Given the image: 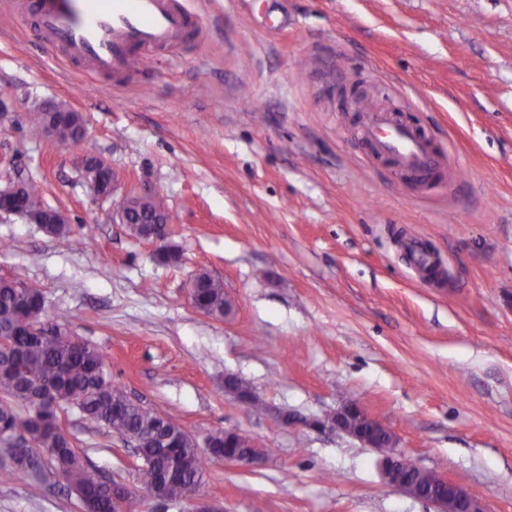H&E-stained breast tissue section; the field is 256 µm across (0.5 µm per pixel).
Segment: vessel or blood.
Masks as SVG:
<instances>
[{
  "label": "vessel or blood",
  "instance_id": "1",
  "mask_svg": "<svg viewBox=\"0 0 512 512\" xmlns=\"http://www.w3.org/2000/svg\"><path fill=\"white\" fill-rule=\"evenodd\" d=\"M37 16L47 49H64L102 74L121 76L137 53L182 42L192 14L183 0H24ZM362 136L372 155L389 159L397 172L429 186L447 160L413 124L392 110L365 111Z\"/></svg>",
  "mask_w": 512,
  "mask_h": 512
}]
</instances>
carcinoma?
<instances>
[{
  "label": "carcinoma",
  "instance_id": "cac0c4a2",
  "mask_svg": "<svg viewBox=\"0 0 512 512\" xmlns=\"http://www.w3.org/2000/svg\"><path fill=\"white\" fill-rule=\"evenodd\" d=\"M57 135L68 141L75 156L90 163L96 157L81 150L82 138L70 123L54 124ZM87 194L95 199L110 184V171L98 170L84 179ZM14 206L41 216L49 210L40 186L26 180ZM169 218L165 201L150 202L129 210L128 229L140 239L146 222ZM194 302L207 315L224 317V282L206 271L192 280ZM46 314V297L36 283L0 279V338L8 341L0 351V453L12 457V466L0 470V482H10L31 473L21 457L26 452L48 458L55 470L77 491L84 512H112V481L82 460L70 434L59 423L65 405L122 440L138 445L150 471L163 478L166 496L176 502L193 486H200L207 461L224 452H246L242 443L224 447V431L206 438L208 449L168 413H160L128 395L112 380L103 353L79 338L67 337L61 326L44 320L40 336L21 335L22 324Z\"/></svg>",
  "mask_w": 512,
  "mask_h": 512
}]
</instances>
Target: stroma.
Here are the masks:
<instances>
[{"label":"stroma","mask_w":512,"mask_h":512,"mask_svg":"<svg viewBox=\"0 0 512 512\" xmlns=\"http://www.w3.org/2000/svg\"><path fill=\"white\" fill-rule=\"evenodd\" d=\"M16 2L0 0V87L14 90L0 183L14 169L41 183L72 234L0 214V278L38 282L114 381L197 440L233 430L263 449L249 467L210 462L199 497L224 512H437L384 482L379 450L319 428L355 404L417 466L512 512V0H186L195 35L118 78L46 50ZM355 86L369 105L414 102L412 121L460 159L451 186L418 189L371 159L343 109ZM45 101L84 115L113 199L92 201L34 132ZM144 182L167 202L176 263L116 215ZM410 236L439 277L412 269ZM203 270L224 282L223 319L188 296ZM230 376L252 399L226 392ZM64 420L131 488V512H194L148 495L117 435L72 408ZM0 512L83 505L46 463L0 482Z\"/></svg>","instance_id":"stroma-1"}]
</instances>
